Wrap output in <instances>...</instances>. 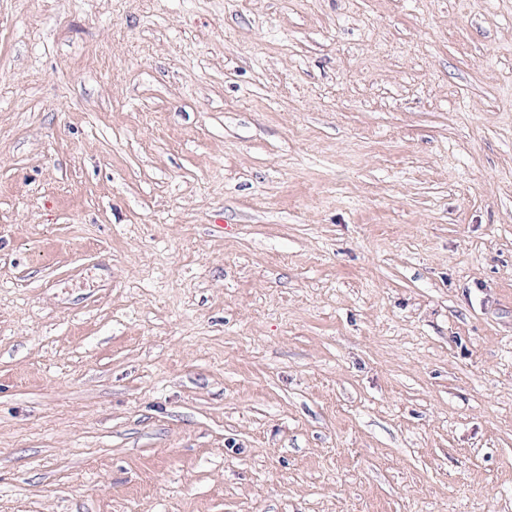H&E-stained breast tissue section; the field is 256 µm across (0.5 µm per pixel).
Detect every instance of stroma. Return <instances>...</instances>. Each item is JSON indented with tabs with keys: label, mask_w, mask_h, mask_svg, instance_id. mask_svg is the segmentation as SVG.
Wrapping results in <instances>:
<instances>
[{
	"label": "stroma",
	"mask_w": 512,
	"mask_h": 512,
	"mask_svg": "<svg viewBox=\"0 0 512 512\" xmlns=\"http://www.w3.org/2000/svg\"><path fill=\"white\" fill-rule=\"evenodd\" d=\"M0 512H512V0H0Z\"/></svg>",
	"instance_id": "obj_1"
}]
</instances>
